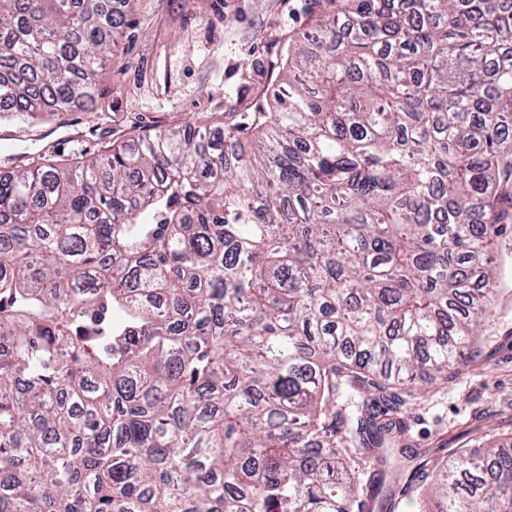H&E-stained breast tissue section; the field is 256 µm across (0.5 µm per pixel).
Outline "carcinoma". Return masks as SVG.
<instances>
[{
    "instance_id": "carcinoma-1",
    "label": "carcinoma",
    "mask_w": 512,
    "mask_h": 512,
    "mask_svg": "<svg viewBox=\"0 0 512 512\" xmlns=\"http://www.w3.org/2000/svg\"><path fill=\"white\" fill-rule=\"evenodd\" d=\"M256 112L0 173V512H512L406 446L512 224L509 0H304ZM122 14L0 0V111L94 98Z\"/></svg>"
}]
</instances>
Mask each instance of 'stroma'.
Wrapping results in <instances>:
<instances>
[{"label": "stroma", "mask_w": 512, "mask_h": 512, "mask_svg": "<svg viewBox=\"0 0 512 512\" xmlns=\"http://www.w3.org/2000/svg\"><path fill=\"white\" fill-rule=\"evenodd\" d=\"M301 0H124L130 36L112 61L100 66L92 110L81 115L93 127L87 138L62 142L66 113L38 119H0V132L22 140L0 150V161L41 166L70 162L137 130H162L194 116L220 123L225 112H253L278 84L276 43L308 30ZM55 151L46 146L53 140ZM505 283L474 346V358L432 393L407 405L415 448H473L487 431L512 435V258H500Z\"/></svg>", "instance_id": "1"}]
</instances>
